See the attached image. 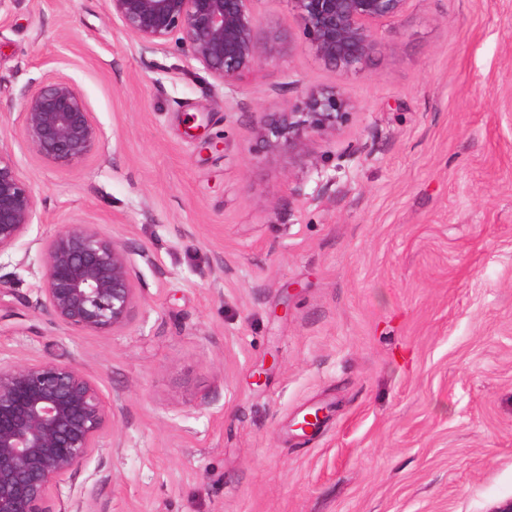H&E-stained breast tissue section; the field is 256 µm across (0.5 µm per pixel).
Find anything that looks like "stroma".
I'll return each mask as SVG.
<instances>
[{"mask_svg":"<svg viewBox=\"0 0 512 512\" xmlns=\"http://www.w3.org/2000/svg\"><path fill=\"white\" fill-rule=\"evenodd\" d=\"M253 8L290 50L231 92L104 0L0 8V149L39 201L0 255V358L76 363L120 400L49 512H492L512 498V0H412L356 76L287 0ZM58 78L103 131L66 170L19 133ZM331 87L353 109L317 166L266 155L259 113ZM68 223L150 256L112 333L29 305Z\"/></svg>","mask_w":512,"mask_h":512,"instance_id":"1","label":"stroma"}]
</instances>
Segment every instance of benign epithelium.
I'll use <instances>...</instances> for the list:
<instances>
[{
	"mask_svg": "<svg viewBox=\"0 0 512 512\" xmlns=\"http://www.w3.org/2000/svg\"><path fill=\"white\" fill-rule=\"evenodd\" d=\"M112 20L145 52L175 47L230 90L278 55L285 37L265 28L253 0H105ZM411 0H288L305 46L325 65L359 74L380 45L379 27ZM352 104L337 88L313 90L292 112H263L256 138L271 155L317 166L318 140L347 123ZM20 132L57 169L99 150L102 131L68 79L23 96ZM37 216V199L11 154L0 149V255L17 247ZM34 308L76 332L112 333L136 306V265L124 244L84 224H66L44 246ZM107 404L77 364L55 359L0 363V512H47L52 490L77 475L114 425Z\"/></svg>",
	"mask_w": 512,
	"mask_h": 512,
	"instance_id": "7a95c632",
	"label": "benign epithelium"
}]
</instances>
